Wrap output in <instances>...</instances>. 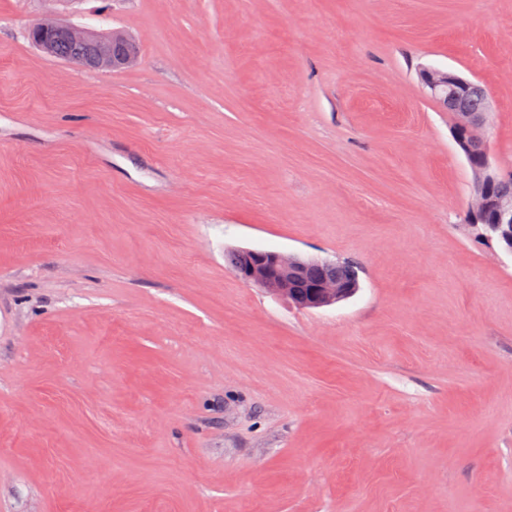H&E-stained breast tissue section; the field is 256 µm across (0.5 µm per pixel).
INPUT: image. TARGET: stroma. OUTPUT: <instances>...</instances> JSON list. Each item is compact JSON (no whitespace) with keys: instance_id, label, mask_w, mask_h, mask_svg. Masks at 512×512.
I'll list each match as a JSON object with an SVG mask.
<instances>
[{"instance_id":"obj_1","label":"stroma","mask_w":512,"mask_h":512,"mask_svg":"<svg viewBox=\"0 0 512 512\" xmlns=\"http://www.w3.org/2000/svg\"><path fill=\"white\" fill-rule=\"evenodd\" d=\"M102 15L137 64L26 37ZM424 66L512 173V0H0V512H512V255ZM420 78L427 94L441 104L447 102L450 111L454 112L456 109L470 108L476 105L473 100L464 97L453 103H448V100L457 96L460 90L468 91L481 99L482 107L479 110L456 112L458 119L453 129L454 138L460 150L466 153L470 148L475 162L478 161L485 151L482 139L478 136L477 131L471 132L468 143L465 136L486 122L489 102L485 88L478 82L448 70L423 68L420 71ZM473 168L487 190L503 176L491 165L486 151L481 164ZM486 219L491 220L495 236L504 243L505 250L512 255V197L494 195L489 190L483 195H478L476 203L469 213L468 221L472 223L470 227L480 237L493 240L494 234L487 224H480ZM251 253L254 260L239 273L240 278L246 283L267 288L286 297L290 295V288H288V279H290L294 296L289 299L300 306L302 305L300 298H305L309 283L313 280L318 281L310 285L309 297L303 302V305L308 308H321L346 299L358 288V285L338 281L358 283V267L354 263L323 260L319 262V266L310 269L306 278L291 279L298 268L311 264L310 259L293 256L290 257L292 260L289 264L288 256L277 252L253 250Z\"/></svg>"}]
</instances>
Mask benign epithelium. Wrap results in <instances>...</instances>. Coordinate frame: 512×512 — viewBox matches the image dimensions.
I'll return each mask as SVG.
<instances>
[{
    "label": "benign epithelium",
    "instance_id": "benign-epithelium-1",
    "mask_svg": "<svg viewBox=\"0 0 512 512\" xmlns=\"http://www.w3.org/2000/svg\"><path fill=\"white\" fill-rule=\"evenodd\" d=\"M28 33L42 53L72 63L81 69L99 71L127 68L136 64L140 56L138 43L117 31L107 35L73 23L57 22L47 25L37 22L29 27ZM420 78L427 94L441 104L457 96L461 90L481 99L480 109L458 113L453 129L460 150L469 151L466 134L484 125L489 112L485 88L448 70L424 68L420 71ZM474 170L487 191L477 197L468 221L478 224L487 219L491 220L495 236L504 243L505 250L512 253V197L495 195L489 191L502 174L491 165L486 156ZM252 254L254 260L240 272V278L281 295H290L286 275L289 258L269 251L254 250ZM356 289L357 286L338 280H318L310 285L309 297L303 305L308 308L328 306L350 297Z\"/></svg>",
    "mask_w": 512,
    "mask_h": 512
}]
</instances>
